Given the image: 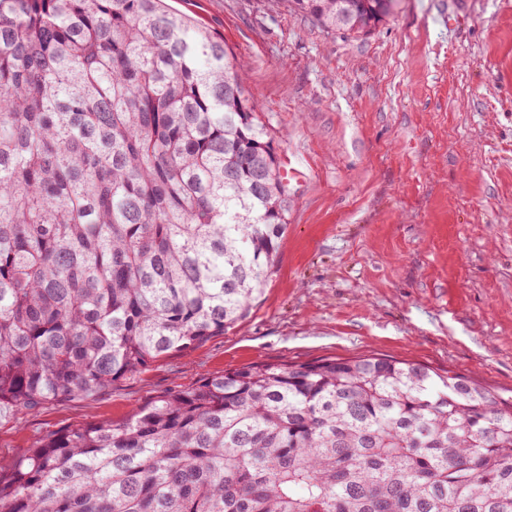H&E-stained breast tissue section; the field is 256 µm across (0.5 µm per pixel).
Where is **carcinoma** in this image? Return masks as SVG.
Masks as SVG:
<instances>
[{"mask_svg":"<svg viewBox=\"0 0 512 512\" xmlns=\"http://www.w3.org/2000/svg\"><path fill=\"white\" fill-rule=\"evenodd\" d=\"M290 206L224 38L162 0H0V411L223 335ZM0 512H512V404L389 357L254 363L20 449Z\"/></svg>","mask_w":512,"mask_h":512,"instance_id":"1","label":"carcinoma"}]
</instances>
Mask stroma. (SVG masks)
Returning <instances> with one entry per match:
<instances>
[{
    "instance_id": "obj_1",
    "label": "stroma",
    "mask_w": 512,
    "mask_h": 512,
    "mask_svg": "<svg viewBox=\"0 0 512 512\" xmlns=\"http://www.w3.org/2000/svg\"><path fill=\"white\" fill-rule=\"evenodd\" d=\"M220 34L291 183L248 317L92 396L0 416V468L46 435L122 422L256 362L381 354L512 402V0H394L366 33L291 0H166Z\"/></svg>"
}]
</instances>
